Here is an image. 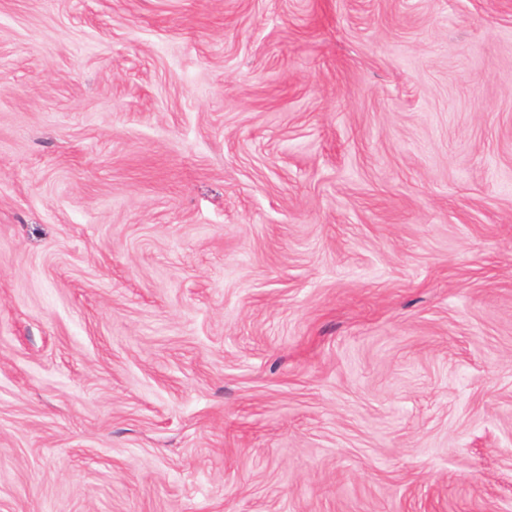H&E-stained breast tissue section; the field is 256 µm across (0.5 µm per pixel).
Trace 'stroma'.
I'll return each mask as SVG.
<instances>
[{
    "label": "stroma",
    "instance_id": "stroma-1",
    "mask_svg": "<svg viewBox=\"0 0 512 512\" xmlns=\"http://www.w3.org/2000/svg\"><path fill=\"white\" fill-rule=\"evenodd\" d=\"M0 512H512V0H0Z\"/></svg>",
    "mask_w": 512,
    "mask_h": 512
}]
</instances>
